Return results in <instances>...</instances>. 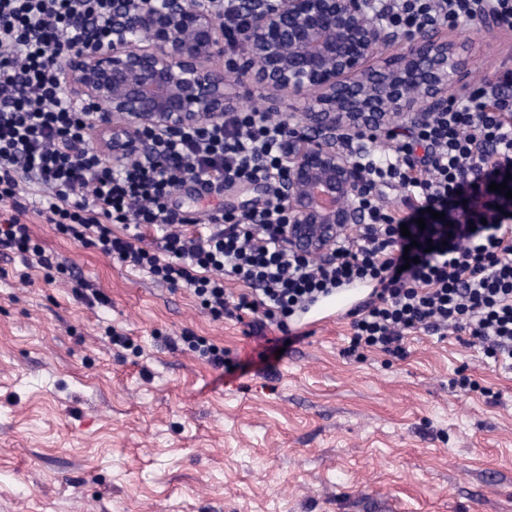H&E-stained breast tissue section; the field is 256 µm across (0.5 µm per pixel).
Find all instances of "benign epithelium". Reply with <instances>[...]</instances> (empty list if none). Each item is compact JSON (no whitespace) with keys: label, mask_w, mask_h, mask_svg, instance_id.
<instances>
[{"label":"benign epithelium","mask_w":512,"mask_h":512,"mask_svg":"<svg viewBox=\"0 0 512 512\" xmlns=\"http://www.w3.org/2000/svg\"><path fill=\"white\" fill-rule=\"evenodd\" d=\"M366 4L239 0L244 51L225 56L214 0H112V42L58 57L61 88L91 107L95 144L116 165L149 154L145 129L168 134L221 118L243 78L273 105L285 95L305 100L286 119L283 232L299 254L324 256L363 221L355 133L422 126L448 105L449 89L469 86L457 44L432 33L370 66L400 37L370 18Z\"/></svg>","instance_id":"benign-epithelium-1"}]
</instances>
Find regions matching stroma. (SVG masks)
<instances>
[{
    "mask_svg": "<svg viewBox=\"0 0 512 512\" xmlns=\"http://www.w3.org/2000/svg\"><path fill=\"white\" fill-rule=\"evenodd\" d=\"M469 32L473 81L512 68V33ZM262 194L189 183L171 206L202 218ZM26 221L110 302L0 252V512H367L374 494L400 512H512V370L465 336L416 333L405 357L361 359L344 353L342 313L293 343L256 336ZM185 329L223 346L225 368L166 346ZM460 373L491 395L461 391Z\"/></svg>",
    "mask_w": 512,
    "mask_h": 512,
    "instance_id": "1",
    "label": "stroma"
}]
</instances>
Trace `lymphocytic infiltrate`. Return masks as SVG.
<instances>
[{
    "mask_svg": "<svg viewBox=\"0 0 512 512\" xmlns=\"http://www.w3.org/2000/svg\"><path fill=\"white\" fill-rule=\"evenodd\" d=\"M111 9L112 0H0L1 250L71 276L77 299L107 304L35 238L24 218L36 213L75 244L190 289L213 319L251 314L254 335L271 325L291 335L310 305L364 282L374 292L348 312L346 354L401 358L412 333L464 332L495 365L512 368V199L490 188L512 189L511 68L454 97L428 125L356 143L364 221L329 257L307 258L283 235L285 121L232 109L171 135L149 130V162L116 166L89 148L88 110L62 94L55 59L109 42ZM377 14L407 40L487 19L512 31V0H381ZM189 182L216 196L261 183L266 194L242 210L215 206L202 220L170 205ZM391 187L402 191L398 203L387 197ZM151 232L159 249L142 245ZM230 282L239 295L228 293Z\"/></svg>",
    "mask_w": 512,
    "mask_h": 512,
    "instance_id": "f902f5d3",
    "label": "lymphocytic infiltrate"
}]
</instances>
